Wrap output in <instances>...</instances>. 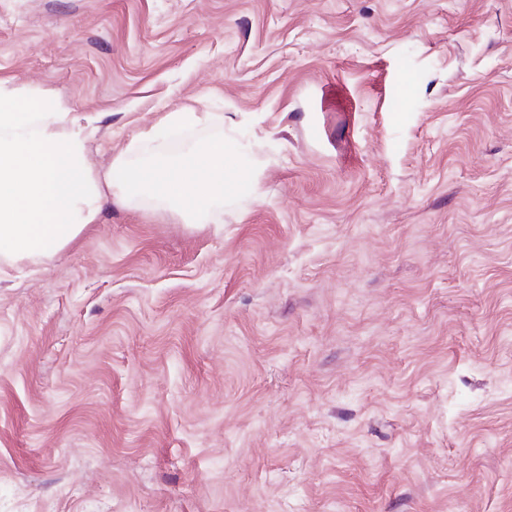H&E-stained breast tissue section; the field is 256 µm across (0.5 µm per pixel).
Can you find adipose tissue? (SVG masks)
Returning a JSON list of instances; mask_svg holds the SVG:
<instances>
[{
    "instance_id": "ef3b65f1",
    "label": "adipose tissue",
    "mask_w": 512,
    "mask_h": 512,
    "mask_svg": "<svg viewBox=\"0 0 512 512\" xmlns=\"http://www.w3.org/2000/svg\"><path fill=\"white\" fill-rule=\"evenodd\" d=\"M90 137L54 92L0 80V258L59 255L114 200L146 196L201 215L227 196L228 177L251 184L220 136L141 166L118 157L105 171L87 160Z\"/></svg>"
}]
</instances>
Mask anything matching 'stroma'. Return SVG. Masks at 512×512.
<instances>
[{"label": "stroma", "mask_w": 512, "mask_h": 512, "mask_svg": "<svg viewBox=\"0 0 512 512\" xmlns=\"http://www.w3.org/2000/svg\"><path fill=\"white\" fill-rule=\"evenodd\" d=\"M0 79L255 178L0 260V512H512V0H0Z\"/></svg>", "instance_id": "1"}]
</instances>
